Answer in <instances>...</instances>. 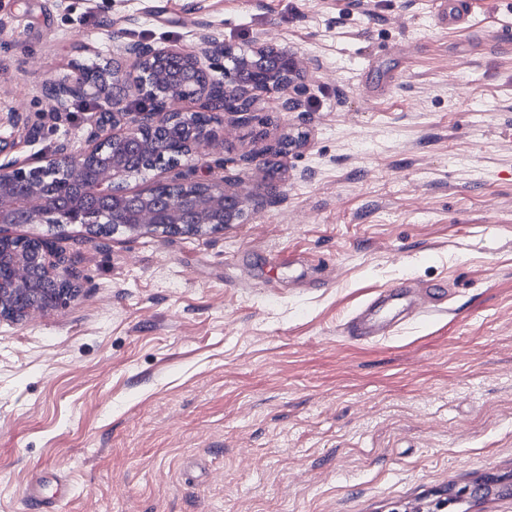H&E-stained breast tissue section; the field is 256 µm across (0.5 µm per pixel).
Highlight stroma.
Returning a JSON list of instances; mask_svg holds the SVG:
<instances>
[{"label": "stroma", "mask_w": 512, "mask_h": 512, "mask_svg": "<svg viewBox=\"0 0 512 512\" xmlns=\"http://www.w3.org/2000/svg\"><path fill=\"white\" fill-rule=\"evenodd\" d=\"M0 0V163L80 142L99 105L46 87L123 42L256 38L307 70L180 171L242 183L199 235L15 224L79 296L0 322V512H512V0ZM18 113L17 125L7 124ZM402 280L438 309L377 341L345 323ZM473 2L464 0L459 3L458 9H452L449 12H442L438 15V23L442 26L448 27H461L468 23L469 18L472 17Z\"/></svg>", "instance_id": "obj_1"}]
</instances>
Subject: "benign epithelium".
<instances>
[{"instance_id": "7a95c632", "label": "benign epithelium", "mask_w": 512, "mask_h": 512, "mask_svg": "<svg viewBox=\"0 0 512 512\" xmlns=\"http://www.w3.org/2000/svg\"><path fill=\"white\" fill-rule=\"evenodd\" d=\"M224 51L232 68L227 82L188 81L207 71V54L177 46L156 47L140 41L123 43L112 68L88 70L52 82L48 95L58 112L75 99H97L106 87L125 83L123 62L140 72L135 93L147 107L131 109L127 95H112L107 108L86 122L83 146L75 151L63 142L41 157L43 165L26 169L0 166V228L14 224H82L95 234L146 230L167 235L221 231L239 224L253 206L252 195L224 178L199 179L178 172L170 181L145 191H130L129 158L136 154L164 171L178 167V158L200 152L219 139L224 119L218 112H189L181 103L200 97L224 102L230 124H246L259 111L261 95L285 94L287 111L300 108L306 93L301 61L285 47L259 39L248 52L236 53L219 36L207 39ZM59 184L66 197L43 190L46 181ZM62 252L51 242L4 247L0 243V321L21 322L38 312L64 308L78 295Z\"/></svg>"}]
</instances>
